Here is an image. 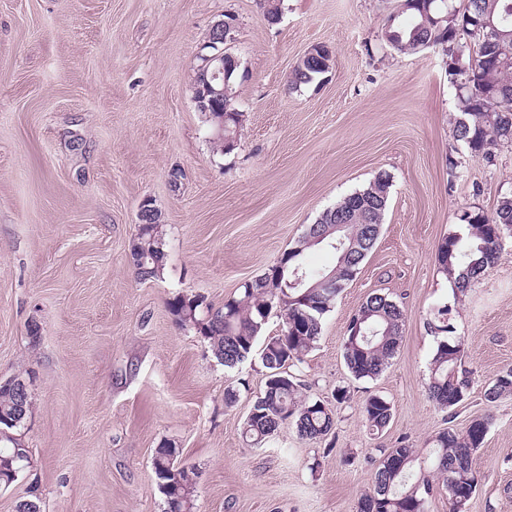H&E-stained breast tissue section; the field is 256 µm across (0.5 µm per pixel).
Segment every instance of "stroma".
Returning <instances> with one entry per match:
<instances>
[{
  "label": "stroma",
  "instance_id": "obj_1",
  "mask_svg": "<svg viewBox=\"0 0 512 512\" xmlns=\"http://www.w3.org/2000/svg\"><path fill=\"white\" fill-rule=\"evenodd\" d=\"M395 5L281 0L273 23L263 0H0V380L21 377L31 398L20 431L30 464L0 488V512L24 496L41 512H164L152 470L164 443L199 473L195 512H357L369 456L402 441L426 455L450 424L427 394V322L440 303L473 372L451 423L490 419L468 512H512V398L485 399L512 368V242L459 300L435 261L462 210L489 215L512 194V145L486 160L457 140L443 51L403 54L381 39ZM227 15L246 121L236 149L220 154L194 77L211 25ZM317 44L332 50V69L291 88L293 66ZM382 173L379 238L296 369L312 398L350 389L334 407L336 439L305 440L287 423L250 446L241 425L266 369L256 356L224 368L167 303L202 295L222 306ZM145 200L167 257L161 278L142 281L130 247ZM373 293L402 307L404 337L378 377L357 380L343 336ZM371 394L393 407L380 433L360 412Z\"/></svg>",
  "mask_w": 512,
  "mask_h": 512
}]
</instances>
